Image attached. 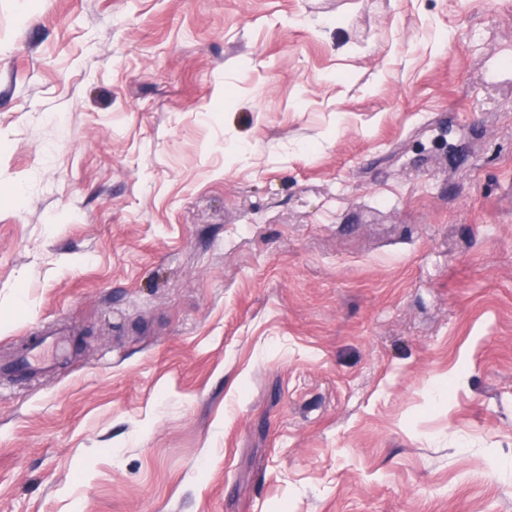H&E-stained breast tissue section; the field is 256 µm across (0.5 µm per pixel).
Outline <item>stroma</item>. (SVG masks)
Returning a JSON list of instances; mask_svg holds the SVG:
<instances>
[{
    "label": "stroma",
    "instance_id": "35a3bbf8",
    "mask_svg": "<svg viewBox=\"0 0 512 512\" xmlns=\"http://www.w3.org/2000/svg\"><path fill=\"white\" fill-rule=\"evenodd\" d=\"M0 512H512V0H0Z\"/></svg>",
    "mask_w": 512,
    "mask_h": 512
}]
</instances>
